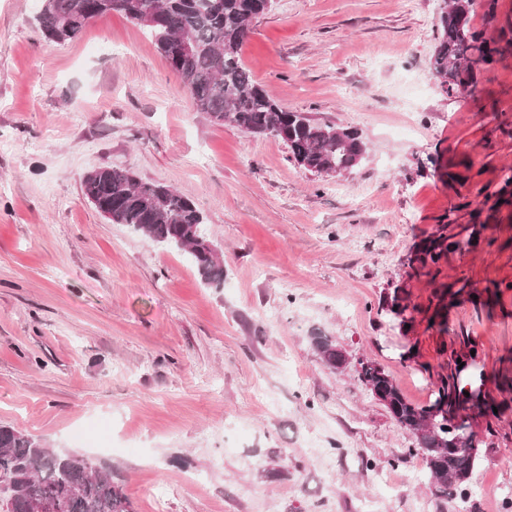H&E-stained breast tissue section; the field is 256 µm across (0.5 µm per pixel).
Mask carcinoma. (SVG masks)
I'll use <instances>...</instances> for the list:
<instances>
[{"label":"carcinoma","instance_id":"cac0c4a2","mask_svg":"<svg viewBox=\"0 0 512 512\" xmlns=\"http://www.w3.org/2000/svg\"><path fill=\"white\" fill-rule=\"evenodd\" d=\"M274 0H43L38 16L46 38L64 42L77 36L91 21L123 16L149 30L158 52L165 57L190 93L197 111L215 124L229 123L242 132L271 136L288 147L291 158L306 171L331 176L357 167L367 153L361 134L352 128L320 123L302 112L281 107L257 85L240 61V49L253 21L269 12ZM474 0H448L436 16L438 37L429 68L439 87L450 97H475L478 74L512 54V23H499L498 0H483L484 23L472 24ZM494 34H487L488 29ZM189 49H184L183 45ZM87 201L109 222L124 224L144 239L188 253L201 280L216 288L224 285V264L217 251L197 247L209 239L205 218L194 202L159 182H143L127 169L102 166L83 178ZM490 196L479 189L451 206L446 222L414 251L411 262L418 273L436 278L441 261L450 252L463 251L487 225L458 224L455 213L472 205L481 210ZM468 288L448 287L435 293L436 310L447 307ZM399 289H393L387 315L406 325L408 306ZM310 345L322 363L337 371L343 350L334 337L317 331ZM452 353L450 374H437L429 402L408 400L393 377L379 364L366 361L358 381L382 404L394 422L417 443L415 453L425 460L430 485L442 495L467 503L464 484L480 461L471 450L472 420L494 415L475 343ZM448 403V413L464 411L458 426L427 427L430 411ZM6 491L0 512H30L34 502L55 503L63 512H134L121 484L112 474L101 473L82 454L48 448L12 426L0 424V477Z\"/></svg>","mask_w":512,"mask_h":512}]
</instances>
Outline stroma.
<instances>
[{"label": "stroma", "mask_w": 512, "mask_h": 512, "mask_svg": "<svg viewBox=\"0 0 512 512\" xmlns=\"http://www.w3.org/2000/svg\"><path fill=\"white\" fill-rule=\"evenodd\" d=\"M437 0H277L241 56L282 107L361 132L368 151L319 177L273 137L196 112L146 27L113 15L47 40L42 0H0V423L112 472L135 512H506L512 414L479 421L468 505L430 489L415 442L353 370L309 336L372 360L412 402L429 398L445 345L481 350L485 388L512 383V205L493 246L449 255L439 281L477 298L429 322V277L410 248L456 204L434 173L472 162L496 190L512 166V55L480 97H447L429 70ZM110 165L191 198L224 261L202 283L189 255L102 217L84 175ZM402 286L422 312H380ZM416 347L418 363L401 361ZM310 345L327 368L333 371L339 370L340 361L345 351L339 348L333 336L317 331L310 336Z\"/></svg>", "instance_id": "35a3bbf8"}]
</instances>
